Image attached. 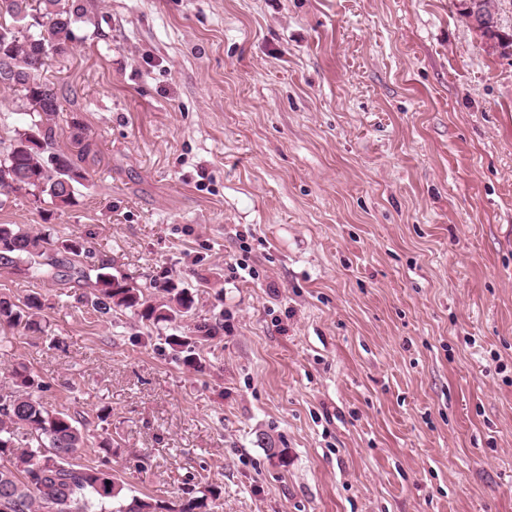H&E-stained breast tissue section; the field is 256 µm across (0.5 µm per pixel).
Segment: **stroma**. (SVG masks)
Returning a JSON list of instances; mask_svg holds the SVG:
<instances>
[{
  "instance_id": "1",
  "label": "stroma",
  "mask_w": 512,
  "mask_h": 512,
  "mask_svg": "<svg viewBox=\"0 0 512 512\" xmlns=\"http://www.w3.org/2000/svg\"><path fill=\"white\" fill-rule=\"evenodd\" d=\"M42 75L92 150L64 212L84 268L172 277L191 314L103 316L85 289L0 346L99 434L130 494L217 512H512V48L457 0H76ZM255 278H233L235 264ZM223 313L199 367L166 336Z\"/></svg>"
}]
</instances>
